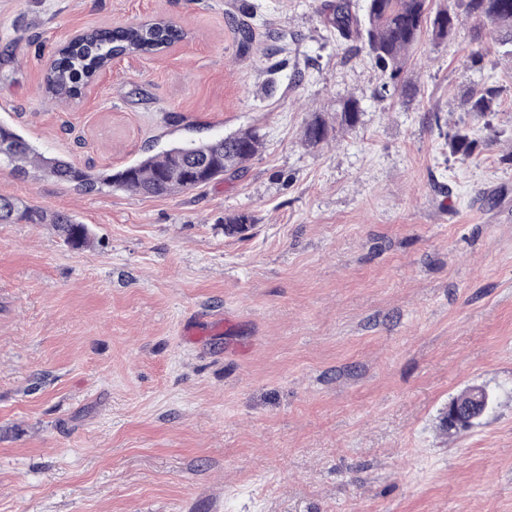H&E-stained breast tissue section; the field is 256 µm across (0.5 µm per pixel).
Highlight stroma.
Listing matches in <instances>:
<instances>
[{"label": "stroma", "instance_id": "stroma-1", "mask_svg": "<svg viewBox=\"0 0 512 512\" xmlns=\"http://www.w3.org/2000/svg\"><path fill=\"white\" fill-rule=\"evenodd\" d=\"M336 0H0V123L118 171L187 137H262L243 168L163 197L47 177L0 195L86 224H0V512H512V56L422 37L405 80L337 40ZM161 16L186 34L58 105L74 33ZM250 24L254 38L237 32ZM486 142L448 152L464 94ZM356 99L355 126L341 107ZM331 127L307 145L312 117ZM251 216L249 232L224 231ZM490 408L448 429L450 401ZM466 105L467 113L474 119H485L497 110V91L493 87L471 91L468 93Z\"/></svg>", "mask_w": 512, "mask_h": 512}]
</instances>
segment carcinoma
<instances>
[{
	"mask_svg": "<svg viewBox=\"0 0 512 512\" xmlns=\"http://www.w3.org/2000/svg\"><path fill=\"white\" fill-rule=\"evenodd\" d=\"M468 15L492 28L499 52L512 56V0H465ZM330 24L343 39L358 41L367 49L375 67L389 76L393 88L409 95L413 85L401 80L407 64V52L423 33L435 42L451 38L456 30L457 15L449 9L432 11L430 0H364L361 11L342 0ZM184 38V32L172 21L155 18L145 22L117 26L111 30H94L70 42L57 62L44 75V90L53 101L73 100L94 75L125 55L153 54ZM467 113L486 120L496 112L497 91L492 87L472 91L466 99ZM329 128L320 118L308 122L303 131L305 143L317 146L328 140ZM262 141L252 131H241L206 142H185L148 155L117 173H92L56 156L38 151L13 127L0 123V162L12 167L15 174L28 177L33 171L73 184L83 193L99 192L105 186L117 187L145 197L166 196L197 189L241 168L253 158ZM451 153L465 160L474 152L467 125L448 132ZM16 220L27 224H53L64 241L74 248L88 240L86 225L63 212H47L20 207L19 203L0 196V223ZM252 223L246 214L224 220L227 234H241Z\"/></svg>",
	"mask_w": 512,
	"mask_h": 512,
	"instance_id": "carcinoma-1",
	"label": "carcinoma"
}]
</instances>
